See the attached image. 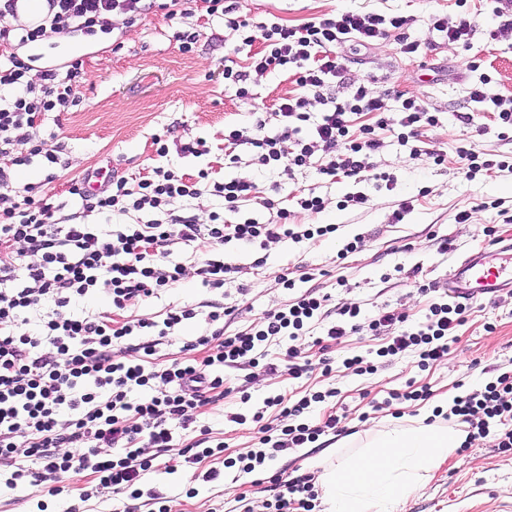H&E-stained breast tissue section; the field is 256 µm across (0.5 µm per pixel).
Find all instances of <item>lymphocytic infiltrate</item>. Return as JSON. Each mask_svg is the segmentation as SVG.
<instances>
[{
  "mask_svg": "<svg viewBox=\"0 0 512 512\" xmlns=\"http://www.w3.org/2000/svg\"><path fill=\"white\" fill-rule=\"evenodd\" d=\"M151 0H54V8L37 26L16 27L14 0H0V45L28 46L49 42L60 35L82 32L93 37L108 31L110 14L137 20L152 9ZM413 20L404 15L339 13L291 27L278 22L248 23L228 19L230 29L253 28L265 44L252 67L258 71L294 70L297 94L279 99L274 115L280 124L269 133L267 122L257 119L248 127L230 129L231 147H245L252 164L283 168L309 165L313 155L323 163L320 174L342 175L355 182L367 181L368 153L383 143L375 127H386L411 154H422L418 143L422 128L438 124L436 115L422 102L406 98L395 117L384 114L381 96L367 84L352 86L348 96L328 95L333 83H347V69L335 48L349 43L368 48L389 35H397L401 51L416 53L417 42L407 37ZM23 58L9 55L0 65V88L11 89L0 97V186L8 185L13 169L42 156L48 163L59 157L45 139L36 135L41 118L49 112H64L73 104V83L78 66L66 75L48 69L32 80ZM317 99L323 110L311 119L309 99ZM358 112L375 115L376 123L359 133L350 130L349 117ZM312 122L303 132V122ZM292 150H284V143ZM206 173L190 182L176 172L154 168L151 177L130 185L112 176L97 191H89L85 180L72 181L70 195L88 202L103 213L139 214L155 212V219L125 225L105 233L96 224L56 222V207L42 185L28 184L10 210L0 213V460L27 458L38 470L16 468L7 478L11 488L34 480L47 486L49 495L62 491L60 480L68 473L91 472L99 488L113 494L141 496L140 482L155 470L151 448H167L173 427L189 429L198 408L224 396V367L248 363L258 365L259 348L285 336L292 345L284 358L292 377L307 373L309 364L298 361L294 342L305 336L324 303L315 289H308L283 308L265 313L250 329L231 335L217 328L185 343L188 356L170 366L150 365L158 339L170 336L183 321L196 317V308L170 309L162 321L150 319L113 322L104 315L68 316L66 309L88 295L106 293L115 309L123 310L173 287L185 274L183 265L169 260L172 246L203 241L205 257L195 270L204 286L223 287L227 275L236 271L221 252L225 244L238 241L266 246L281 240H312L336 233L333 224H294L291 213L276 208L272 199H262L266 209L277 212L274 223L246 219L225 223L212 214L207 223L172 212L173 204L211 189L223 197L229 210L250 200L255 186L247 178L207 183ZM468 307L444 299L429 301L423 321L409 322L406 314L388 311L369 321L373 335L389 333L382 357L417 352L420 366L448 357V338L466 320ZM132 336L140 337L141 353L134 358L116 355L115 349ZM317 391L296 400L277 395L267 398L263 410L251 421L259 435V448L239 457L243 472L250 473L273 459L275 453L315 442L323 432L335 429L336 415L323 425L304 423L302 417L314 405L325 402ZM278 408L281 428L266 421L265 411ZM452 415L469 423L468 442L496 433L497 445L512 450V376L501 375L484 392L456 398ZM277 492L273 512H312L317 497L308 474L288 479L273 475Z\"/></svg>",
  "mask_w": 512,
  "mask_h": 512,
  "instance_id": "f902f5d3",
  "label": "lymphocytic infiltrate"
}]
</instances>
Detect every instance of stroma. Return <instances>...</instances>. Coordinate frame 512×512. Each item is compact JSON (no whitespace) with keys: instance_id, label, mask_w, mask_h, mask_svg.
<instances>
[{"instance_id":"1","label":"stroma","mask_w":512,"mask_h":512,"mask_svg":"<svg viewBox=\"0 0 512 512\" xmlns=\"http://www.w3.org/2000/svg\"><path fill=\"white\" fill-rule=\"evenodd\" d=\"M237 7L239 15L251 21L293 27L342 11L414 16L409 36L420 45L415 55L401 54L393 35L372 49L346 44L337 47L336 54L354 82L370 81L374 91L383 94L387 113H397L404 98L415 97L435 112L439 124L425 132L426 151L417 156L410 155L389 131L377 130L384 146L367 161L374 172L394 177L393 189L322 175L317 156L287 175L245 162L233 164L226 156L225 129L248 125L253 112L273 111L277 100L297 86L292 72L271 70L251 72L252 101H240L226 90L227 61L246 65L264 43L259 39L244 43V31L225 26L222 14L211 15L198 7L188 17L172 21L155 9L135 22L113 26L110 34L96 39L70 33L58 37L52 47L19 48V56L29 60L36 74L65 68L76 60L82 66L74 87L76 106L47 113L38 130L40 137L62 145L63 167L50 170L42 157H34L15 173L10 194L26 184L46 182L48 192L64 204L62 216L112 230L127 223V216L89 210L68 194L71 180L112 170L134 184L150 177L156 167L190 179L205 171L213 182L249 178L258 195L234 212L225 210L223 198L208 192L176 202L177 210L200 221L214 212L230 224L247 218L264 224L274 221L275 211L260 204L261 198L270 197L291 211L294 223L338 227L330 238L280 241L262 249L227 244L225 262L241 271L220 288L203 286L191 272L205 250L203 243L180 244L174 246L171 258L182 263L187 274L175 287L117 312L102 295L80 302V310L109 313L119 321H159L169 308L197 306V316L183 321L174 336L157 346L152 361L164 367L182 358L185 342L211 332L209 307L231 308V315L223 320L229 335L254 326L265 313L284 307L307 289H320L329 297L319 321L294 342L301 360L312 362L313 370L299 378L289 374L284 353L292 342L285 337L265 344L263 365L225 369L224 398L203 406L197 416L211 443L223 444L222 455L172 473H151L144 482L145 496L134 502V512H157V504L148 496L152 490L171 499L173 512H235L241 495L252 501L257 512H267L272 494L260 484L258 474L225 468L224 462L245 454L258 441L253 426L232 422L231 414L252 415L268 397L297 399L308 392L335 389V397L317 406L307 421L319 426L333 414L340 420L337 429L307 447L279 453L266 469L270 475L319 476L357 453L369 433L395 421L408 424L423 405L419 399L392 401L393 392L426 387L437 399L480 393L502 374H512V291L473 301L465 323L449 340L447 359L425 368L409 352L390 361L377 360L371 373L357 375L346 369L344 358L376 352L387 341L386 336L365 330L348 333L324 350L315 343L324 326L338 320L340 309L353 303L360 305L366 319L394 310L408 314L410 320H422L429 300L445 295L448 268L458 257L488 247L494 239H512V223L504 221L512 216V172L481 170L469 176L457 154L464 146L484 160L512 158V135L499 136L490 113L480 111L470 98L472 85L484 73L491 77L484 87L488 95L512 97V29H499L489 0H469L463 8L456 0H238ZM465 8L476 13L480 23L471 49L444 41L424 23L433 14L456 21ZM492 30L497 38H489ZM193 32L199 35L197 42L191 51H183L180 34ZM462 113L472 114V125L459 121ZM197 139L205 141L206 154L180 152L181 144ZM161 142L168 148L163 156L157 153ZM437 154L444 156L443 165L434 164ZM358 191L368 195L367 204L341 207L347 194ZM309 192L324 199L322 212L300 210L297 199ZM405 200L411 201L412 211L401 223H393V212ZM462 211L470 218L460 224L456 216ZM356 237L362 238V247L338 259V252ZM260 257L264 266L252 271ZM412 270L417 273L413 280L407 277ZM288 272L297 279L291 290L277 283ZM420 282L428 285L427 294L417 291ZM323 359L332 366L330 375H323L318 367ZM385 400L389 408L375 410V403ZM213 469L220 470V480L203 481V474ZM62 483L65 491L57 497L40 486L20 491L0 484V512H66L70 507L77 512H123L124 501L108 493L82 500L83 491L94 484L90 473L65 475ZM388 512H512V450H499L492 436L476 441L467 452L452 454L433 478L405 503L389 506Z\"/></svg>"}]
</instances>
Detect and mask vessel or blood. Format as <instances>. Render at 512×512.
Returning a JSON list of instances; mask_svg holds the SVG:
<instances>
[{
	"label": "vessel or blood",
	"mask_w": 512,
	"mask_h": 512,
	"mask_svg": "<svg viewBox=\"0 0 512 512\" xmlns=\"http://www.w3.org/2000/svg\"><path fill=\"white\" fill-rule=\"evenodd\" d=\"M512 288V242L492 252L460 259L448 274V294L456 299L492 298Z\"/></svg>",
	"instance_id": "vessel-or-blood-1"
}]
</instances>
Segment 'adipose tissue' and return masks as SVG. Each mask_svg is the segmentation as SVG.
Returning <instances> with one entry per match:
<instances>
[{
    "instance_id": "ef3b65f1",
    "label": "adipose tissue",
    "mask_w": 512,
    "mask_h": 512,
    "mask_svg": "<svg viewBox=\"0 0 512 512\" xmlns=\"http://www.w3.org/2000/svg\"><path fill=\"white\" fill-rule=\"evenodd\" d=\"M464 439L462 432L420 419L373 433L364 456L322 474L327 512H385L429 478Z\"/></svg>"
}]
</instances>
